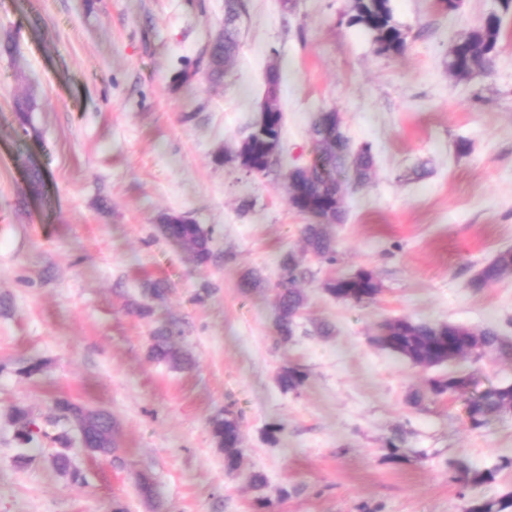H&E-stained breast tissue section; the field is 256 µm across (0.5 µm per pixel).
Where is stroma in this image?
I'll use <instances>...</instances> for the list:
<instances>
[{"label":"stroma","mask_w":512,"mask_h":512,"mask_svg":"<svg viewBox=\"0 0 512 512\" xmlns=\"http://www.w3.org/2000/svg\"><path fill=\"white\" fill-rule=\"evenodd\" d=\"M243 2L239 53L213 85L205 50L224 0H0V42L15 45L0 53V512H112L117 499L129 512H465L472 498L512 492V467L499 466L512 457V416L475 430L466 396L410 405L449 369L374 341L396 317L512 336V274L469 286L512 248V13L493 72L457 78L451 45L497 0L451 12L392 0L406 39L398 55L350 25L353 0ZM273 61L283 161L254 174L234 154ZM28 90L40 109L26 135L12 101ZM322 109L338 113L352 148L370 145L374 173L346 180V218L330 228L336 261L306 256L305 305L283 343L271 285L281 256L302 252L309 221L288 203V173L312 161ZM33 161L45 179L36 195L25 181ZM166 213L209 232L208 263L160 235ZM361 269L381 285L375 300L326 293L327 279ZM252 270L267 285L242 292ZM154 282L163 297L151 296ZM135 303L151 315L132 313ZM170 322L181 366L150 354L152 330ZM324 322L333 335H316ZM291 366L308 379L286 392L277 375ZM454 368L477 390L512 383V356ZM60 397L115 424L114 455L76 453L78 481L53 464L59 436L76 435L54 409ZM18 407L40 432L26 447ZM225 414L241 429L232 474L209 427ZM452 460L499 472L467 485ZM143 476L154 501L138 492Z\"/></svg>","instance_id":"stroma-1"}]
</instances>
